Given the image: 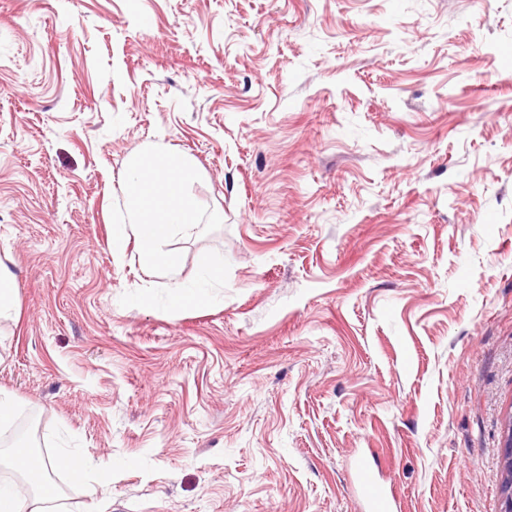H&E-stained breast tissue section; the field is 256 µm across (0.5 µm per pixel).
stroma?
<instances>
[{
    "label": "stroma",
    "instance_id": "obj_1",
    "mask_svg": "<svg viewBox=\"0 0 512 512\" xmlns=\"http://www.w3.org/2000/svg\"><path fill=\"white\" fill-rule=\"evenodd\" d=\"M188 160L178 278L111 248ZM0 389L65 512H501L512 0H0ZM220 266L210 298L175 283ZM17 290L12 276L0 260V319L10 318L16 310ZM357 482L364 511L394 512L399 510L391 490L385 486L364 460L357 465Z\"/></svg>",
    "mask_w": 512,
    "mask_h": 512
}]
</instances>
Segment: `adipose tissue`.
I'll return each mask as SVG.
<instances>
[{"label": "adipose tissue", "instance_id": "ef3b65f1", "mask_svg": "<svg viewBox=\"0 0 512 512\" xmlns=\"http://www.w3.org/2000/svg\"><path fill=\"white\" fill-rule=\"evenodd\" d=\"M125 180L126 219L112 236V248L121 252L128 239H135L143 268L173 275L181 267L178 252L165 249L172 234L191 236L197 226V205L186 196L183 187L194 177L193 167L165 158L139 157ZM0 463L27 480L37 482L34 494L24 495L11 485H0V512H60L52 485L42 483L48 470L64 469L78 481L89 477L86 461L71 450L53 458L33 456L27 445L18 443L0 455Z\"/></svg>", "mask_w": 512, "mask_h": 512}]
</instances>
